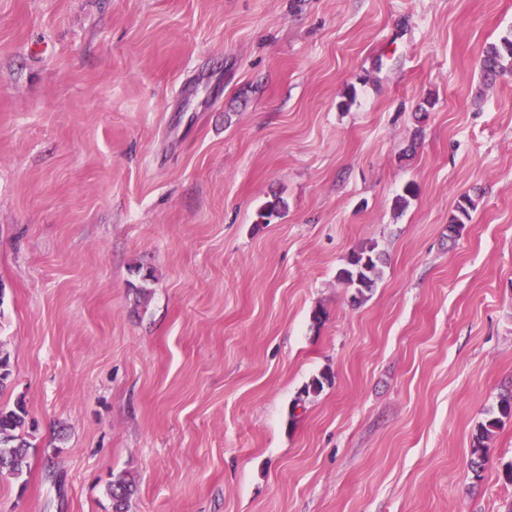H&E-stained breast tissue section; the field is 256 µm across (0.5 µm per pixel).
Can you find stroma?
Returning <instances> with one entry per match:
<instances>
[{"instance_id":"35a3bbf8","label":"stroma","mask_w":512,"mask_h":512,"mask_svg":"<svg viewBox=\"0 0 512 512\" xmlns=\"http://www.w3.org/2000/svg\"><path fill=\"white\" fill-rule=\"evenodd\" d=\"M506 37L512 0H0V406L38 424L0 512L119 474L128 512H512V421L470 467L512 390ZM484 79L492 81L497 76L512 72V40L503 39L501 44H489L480 60ZM476 208L475 200L469 196L465 195L458 200L454 213L450 216L448 221V237L449 239H454L455 234L457 236L460 235L461 230L464 228L465 224L470 221L471 212ZM378 261L374 245L361 248L350 255L346 265L339 269L337 277L362 296L364 291L371 290L376 284ZM512 419V392H507L500 396L498 402V415L487 419L478 425L476 432L472 437L470 448V466L474 471L482 469L487 457L488 441L491 439L497 429H499L504 420Z\"/></svg>"}]
</instances>
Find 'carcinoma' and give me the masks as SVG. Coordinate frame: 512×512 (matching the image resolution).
I'll list each match as a JSON object with an SVG mask.
<instances>
[{
    "label": "carcinoma",
    "mask_w": 512,
    "mask_h": 512,
    "mask_svg": "<svg viewBox=\"0 0 512 512\" xmlns=\"http://www.w3.org/2000/svg\"><path fill=\"white\" fill-rule=\"evenodd\" d=\"M484 79L512 72V40L503 39L501 43H492L484 50L480 60ZM284 204L278 200L271 201L258 214V223L269 224L279 217ZM476 208L475 200L465 195L458 200L454 213L448 221V239L460 234L465 224L470 221L471 212ZM379 256L375 247L369 246L353 252L346 265L339 269L337 277L358 294L372 289L378 276ZM512 419V392L500 396L498 415L478 425L472 437L470 448V466L473 470L481 469L487 457L488 441L504 421ZM33 424L23 401L18 400L13 407L0 406V475L7 474L20 478L29 467L30 443L26 439ZM132 484L123 476H117L111 485V497L114 512H127V501L133 494Z\"/></svg>",
    "instance_id": "cac0c4a2"
}]
</instances>
